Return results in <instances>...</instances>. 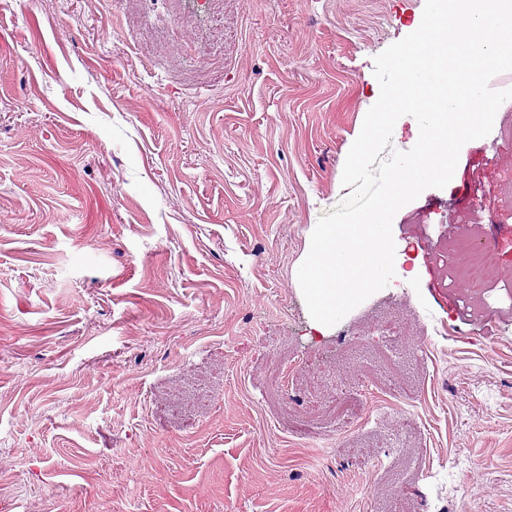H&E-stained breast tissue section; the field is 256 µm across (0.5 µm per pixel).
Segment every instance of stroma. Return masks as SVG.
<instances>
[{"instance_id":"obj_1","label":"stroma","mask_w":512,"mask_h":512,"mask_svg":"<svg viewBox=\"0 0 512 512\" xmlns=\"http://www.w3.org/2000/svg\"><path fill=\"white\" fill-rule=\"evenodd\" d=\"M222 2L0 0V512H512V306L437 259L458 223L512 276V105L396 213L414 278L318 331L297 272L425 0Z\"/></svg>"}]
</instances>
